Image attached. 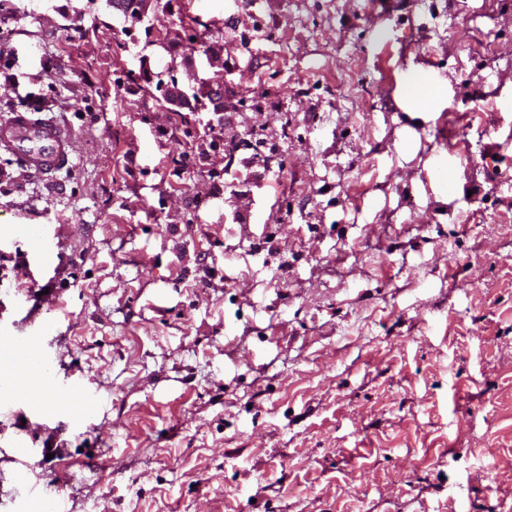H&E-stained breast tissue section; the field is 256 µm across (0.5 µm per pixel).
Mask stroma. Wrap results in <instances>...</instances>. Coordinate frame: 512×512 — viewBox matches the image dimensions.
<instances>
[{
  "label": "stroma",
  "mask_w": 512,
  "mask_h": 512,
  "mask_svg": "<svg viewBox=\"0 0 512 512\" xmlns=\"http://www.w3.org/2000/svg\"><path fill=\"white\" fill-rule=\"evenodd\" d=\"M0 12V119L73 135L50 179L0 149V336L57 386L0 349V512H512V0ZM204 24L217 147L129 79L213 76ZM205 56L211 67H219L222 69L220 79L211 80L209 78H199L194 71L191 77L194 81V85H189L188 89L195 88L197 85L202 86L205 90H216L220 87L224 88V58L220 45L213 44L209 46L205 52Z\"/></svg>",
  "instance_id": "35a3bbf8"
}]
</instances>
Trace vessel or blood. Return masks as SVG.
Returning a JSON list of instances; mask_svg holds the SVG:
<instances>
[{
  "instance_id": "b4317fda",
  "label": "vessel or blood",
  "mask_w": 512,
  "mask_h": 512,
  "mask_svg": "<svg viewBox=\"0 0 512 512\" xmlns=\"http://www.w3.org/2000/svg\"><path fill=\"white\" fill-rule=\"evenodd\" d=\"M72 134L39 110L21 107L0 120V148L10 151L20 166L51 175L72 164Z\"/></svg>"
}]
</instances>
